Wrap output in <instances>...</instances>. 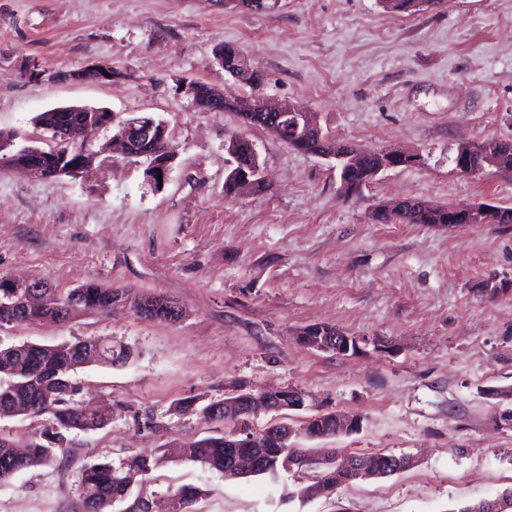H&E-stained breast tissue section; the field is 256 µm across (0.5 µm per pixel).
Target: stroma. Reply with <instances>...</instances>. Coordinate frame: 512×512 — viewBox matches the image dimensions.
Masks as SVG:
<instances>
[{
	"label": "stroma",
	"instance_id": "1",
	"mask_svg": "<svg viewBox=\"0 0 512 512\" xmlns=\"http://www.w3.org/2000/svg\"><path fill=\"white\" fill-rule=\"evenodd\" d=\"M225 44L261 69L263 97L313 112L336 141L401 148L419 163L384 170L347 198L328 160L253 128L266 187L225 197L224 144L238 123L194 109L184 91L195 80L229 100L249 95L214 61ZM31 59L43 72L34 81L22 74ZM97 62L112 80L61 78ZM69 105L163 120L174 158L158 188L118 153L76 179L0 166V274L61 293L91 281L129 293L107 313L0 328V342L105 337L132 352L73 373L82 399L111 407L110 423L71 432L51 465L0 483V512H83L86 466L215 434L223 422L174 403L241 389L308 395L304 410L258 414L254 432L298 428L320 411L357 414L358 431L297 446L417 463L302 500L288 496L302 483L294 471L229 479L177 460L111 512L183 485L204 490L193 512H455L512 489V401L491 395L512 387V224L371 218L398 198L512 208V172L464 175L454 163L461 142L512 140V0L413 13L380 0H277L260 13L224 0H0V129L44 146L35 116ZM158 294L182 308L179 322L137 316L132 299ZM315 323L391 347L310 349L295 334ZM137 412L149 422L136 423Z\"/></svg>",
	"mask_w": 512,
	"mask_h": 512
}]
</instances>
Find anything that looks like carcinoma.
<instances>
[{
	"mask_svg": "<svg viewBox=\"0 0 512 512\" xmlns=\"http://www.w3.org/2000/svg\"><path fill=\"white\" fill-rule=\"evenodd\" d=\"M384 8L392 12H414L420 5L433 6L439 0H380ZM195 86V101L197 108L210 110V92L213 87L201 83ZM223 111L233 112L237 115L239 125L247 130L261 126L263 113L256 107L254 97L242 98L234 102H226ZM102 112H42L37 116V125L46 130L71 127L73 129L84 125L90 131L103 128ZM238 170L240 175L251 173L252 153L251 142L237 133ZM17 134L0 130V164L25 170L32 164H39L44 170L54 172L59 165L69 166L93 156L90 150L93 140L80 139L65 142L50 137V143L35 153L28 147H16L14 141ZM288 146L296 151L315 155L326 151L331 143L323 139H306L297 142H288ZM390 166L392 162L377 150L364 158L359 164L345 168L339 173V181L344 196H354L373 180V172L383 166ZM451 205L439 204L429 200L417 199L415 203L403 210H389L381 204L373 211L372 219L380 224H432L447 225L448 209ZM460 224H512V208H498L497 211L482 213L480 211L462 216ZM41 289L47 293L44 310L45 314L64 313L68 318L77 310H92L105 313L110 311L112 305L128 299V293L120 288L104 286L97 282H87L66 293H58L46 283H39ZM168 301L164 296H146L133 302L136 313L142 318L157 319L160 321L176 322L168 315L163 303ZM38 312L19 306L13 310L0 312V319L8 318L11 325L28 324L35 322ZM28 344L0 343V404L15 402L19 405L31 402L33 411L29 416L41 418L49 416L53 425L41 430L38 436L28 446L27 453L19 465V469L47 466L56 458V450L64 447L68 441V433L74 429L95 430L104 425L101 419L86 417L79 411L77 399L78 387L71 379V373L87 364L83 359H74L70 362H46L42 366L31 364L26 360ZM197 399L185 398L175 405L179 413L200 412L203 415L214 411L222 404L215 400L197 407ZM237 424L231 423L224 428V432L217 435L206 436L198 440L182 443L183 458L201 463L212 469L222 471L227 468L226 453ZM335 419L333 413L326 412L310 417L305 421L301 431L295 435H304L308 438L318 439L330 436L334 432ZM308 453V448H263L261 465L250 472V475L274 474L282 469L284 457L291 453ZM168 462L166 452L155 455H135L119 460V462H99L88 466L83 473L81 481V495L84 509L92 512H108L113 503V497L120 498L129 494L131 488L146 480L154 471L160 469ZM313 483L331 493L338 487L350 482V477L336 468L334 464H326L312 471ZM204 490L198 486L186 485L176 489L173 495L180 498L186 508H191L202 497Z\"/></svg>",
	"mask_w": 512,
	"mask_h": 512,
	"instance_id": "1",
	"label": "carcinoma"
}]
</instances>
